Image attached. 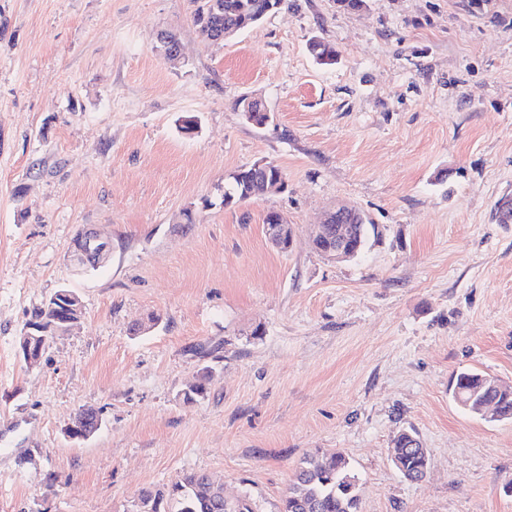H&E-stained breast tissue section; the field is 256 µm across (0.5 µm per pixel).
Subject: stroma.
<instances>
[{"label": "stroma", "mask_w": 512, "mask_h": 512, "mask_svg": "<svg viewBox=\"0 0 512 512\" xmlns=\"http://www.w3.org/2000/svg\"><path fill=\"white\" fill-rule=\"evenodd\" d=\"M192 10L0 0V512H134L187 472L278 512L317 449L349 458L361 512H512V421L448 392L464 369L512 386V0H283L219 44ZM166 30L180 64L155 50ZM260 162L284 191L225 205ZM340 203L381 235L337 262L309 232ZM88 228L112 251L82 270ZM62 287L82 319L27 366L19 336ZM82 409L101 427L69 439ZM402 430L422 481L393 464ZM279 217L273 218V223L265 224L266 234L271 245L280 251H288L293 240V231L286 217L278 212ZM291 229V232L289 230ZM421 443L410 431L399 432L392 440V461L399 473L411 482L422 481L429 469V457L421 451Z\"/></svg>", "instance_id": "obj_1"}]
</instances>
